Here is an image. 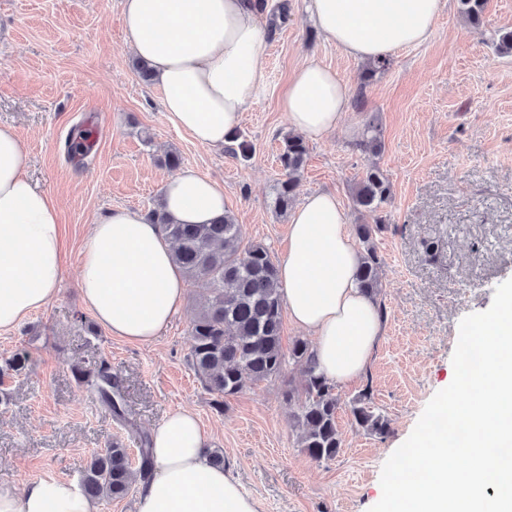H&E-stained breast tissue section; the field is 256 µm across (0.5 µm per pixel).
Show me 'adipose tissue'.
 Masks as SVG:
<instances>
[{
  "mask_svg": "<svg viewBox=\"0 0 512 512\" xmlns=\"http://www.w3.org/2000/svg\"><path fill=\"white\" fill-rule=\"evenodd\" d=\"M308 19L345 55L374 63L425 43L448 0H304ZM261 0H123L124 32L147 61L171 124L199 145L221 148L264 90ZM350 88L330 67L303 62L280 107L311 141L343 122ZM174 224H209L224 214V191L185 167L161 186ZM61 226L49 196L24 171L14 131L0 126V331L45 308L62 281ZM279 290L290 321L316 336L314 358L329 380L347 383L369 366L383 334L375 297L359 288L358 245L335 193L304 197L292 211ZM87 308L122 340L154 342L184 300L171 244L145 214L115 208L89 228L80 255ZM193 410L170 412L152 433L150 473L137 512H258L223 467L207 458ZM0 512H95L75 482L40 478L0 489Z\"/></svg>",
  "mask_w": 512,
  "mask_h": 512,
  "instance_id": "ef3b65f1",
  "label": "adipose tissue"
}]
</instances>
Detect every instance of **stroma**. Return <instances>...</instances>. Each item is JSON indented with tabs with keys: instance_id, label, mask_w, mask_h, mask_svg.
<instances>
[{
	"instance_id": "1",
	"label": "stroma",
	"mask_w": 512,
	"mask_h": 512,
	"mask_svg": "<svg viewBox=\"0 0 512 512\" xmlns=\"http://www.w3.org/2000/svg\"><path fill=\"white\" fill-rule=\"evenodd\" d=\"M271 3L288 12L265 17V89L240 127L252 148L245 161L197 144L166 120L157 88L134 70L122 0H0V126L20 140L25 170L57 204L64 234L56 297L0 332V359L23 346L32 354L26 375L0 385L9 395L0 404V489L79 480L94 452L117 439L139 448L140 434L188 408L260 512H368L382 495L383 464L453 379L460 320L486 311L495 288L512 278V55L491 44L496 31L512 29V0H487L477 30L458 0H448L429 40L400 50L370 79L365 63L323 39L303 0ZM307 59L336 70L351 94L345 122L309 142L297 198L336 193L354 226L370 221L352 203L367 165L383 171L392 192L376 236L385 332L366 373L335 387L342 446L324 462L300 447L291 421L298 404L285 398L303 382L299 365L286 363L280 376L221 401L205 390L188 362L187 336L204 283L185 282L182 308L149 344L113 337L83 306L78 284L89 224L115 207L156 208L173 173L164 163L170 153L223 188L244 242L281 257L289 221L275 208L277 154L291 128L279 97ZM371 120L383 142L376 154L360 146ZM79 123L92 130L93 147L72 160L64 142ZM101 358L124 383L130 425L74 374ZM363 395L387 420L386 436L355 424L351 403Z\"/></svg>"
}]
</instances>
